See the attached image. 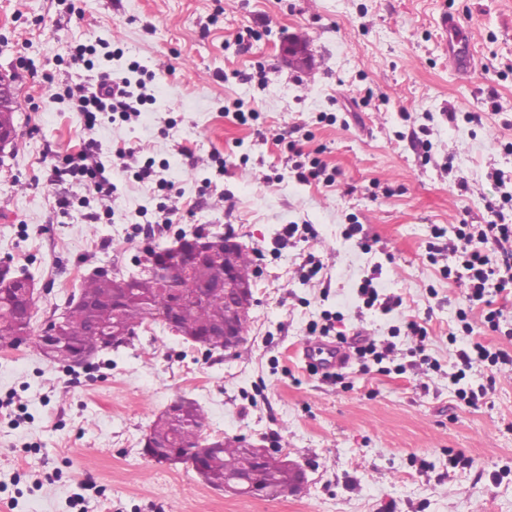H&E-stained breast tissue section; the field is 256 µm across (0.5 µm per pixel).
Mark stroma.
Wrapping results in <instances>:
<instances>
[{
    "instance_id": "stroma-1",
    "label": "stroma",
    "mask_w": 512,
    "mask_h": 512,
    "mask_svg": "<svg viewBox=\"0 0 512 512\" xmlns=\"http://www.w3.org/2000/svg\"><path fill=\"white\" fill-rule=\"evenodd\" d=\"M444 14L470 37L468 76L448 63ZM249 27L259 37L243 52L236 37ZM293 35L310 69L281 60ZM79 49L85 62L72 64ZM133 63L150 75L138 113L87 121L68 85ZM0 70L20 100L0 170V267L34 279L35 329L94 270H135L148 244L229 235L256 269L234 353L159 323L81 368L48 363L30 341L0 348V512H512V365L472 370L466 386L489 388L476 409L450 379L459 349L512 350V299L491 331L467 283L426 250L432 227L485 223L503 202L512 0H0ZM424 126L426 153L414 141ZM88 142L102 148L112 196L57 175ZM296 146L335 170L334 185L296 179ZM124 147L134 158L116 157ZM147 163L166 190L137 179ZM286 224L315 234L281 244ZM350 224L363 238L345 236ZM311 256L323 265L313 277ZM368 278L402 306L366 307ZM327 310L346 335L394 340L403 365L406 318L426 320L438 369L382 375L353 362L341 383L324 381L298 350ZM180 396L202 408L210 437L288 453L304 491L233 496L144 455L152 420Z\"/></svg>"
}]
</instances>
